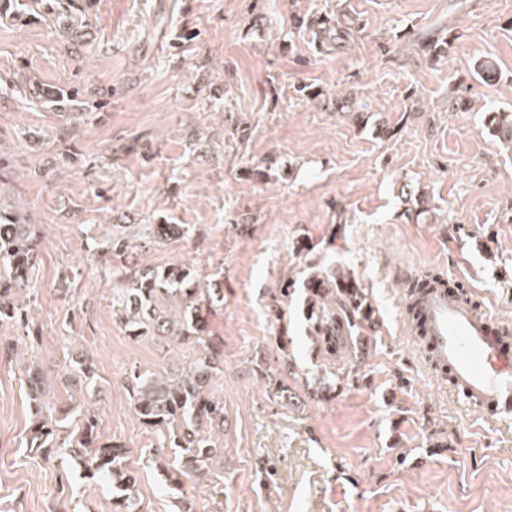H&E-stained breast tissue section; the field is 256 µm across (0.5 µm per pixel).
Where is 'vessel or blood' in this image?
<instances>
[{"label": "vessel or blood", "instance_id": "b4317fda", "mask_svg": "<svg viewBox=\"0 0 512 512\" xmlns=\"http://www.w3.org/2000/svg\"><path fill=\"white\" fill-rule=\"evenodd\" d=\"M404 312L429 369L481 413L512 418V327L450 287L445 277L412 295Z\"/></svg>", "mask_w": 512, "mask_h": 512}]
</instances>
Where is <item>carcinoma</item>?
<instances>
[{
	"mask_svg": "<svg viewBox=\"0 0 512 512\" xmlns=\"http://www.w3.org/2000/svg\"><path fill=\"white\" fill-rule=\"evenodd\" d=\"M42 0H0V17L21 18L32 4ZM32 98L67 111L79 99V91L71 86L32 85ZM496 136L512 143V113L504 117L495 113L490 118ZM188 224L161 221L146 225L147 234L129 237L112 225L111 246L115 255L129 256L138 240L161 244L185 237ZM41 237L35 225L27 223L21 213L0 207V326L4 321L20 322L23 312L16 295L30 288L37 266ZM127 286L112 295V307L120 311L119 321L126 335L136 340L141 336L175 338L194 348L198 356L189 368L167 377L133 373L128 381L134 417L149 430L161 432L169 446L179 449L182 462L172 482L184 480L204 471L217 452L213 435L224 430V402L211 396L213 381L224 368V349L210 335V318L224 305L221 283L214 288H201L192 270L182 262L164 266L134 265L125 271ZM308 320L314 333L331 351L336 339L348 334L349 328L374 324L375 311L364 290L351 276L332 271L313 275L306 285ZM92 366H79L70 377L76 387L94 382ZM78 429L59 443L54 440V423L44 419L33 431L30 449L48 457L56 448H68L84 460L91 478H106L112 485V512H130L137 484L135 471L123 465L126 451L121 444L100 442L99 422L87 418L76 421Z\"/></svg>",
	"mask_w": 512,
	"mask_h": 512,
	"instance_id": "obj_1",
	"label": "carcinoma"
}]
</instances>
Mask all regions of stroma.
Wrapping results in <instances>:
<instances>
[{
	"label": "stroma",
	"instance_id": "stroma-1",
	"mask_svg": "<svg viewBox=\"0 0 512 512\" xmlns=\"http://www.w3.org/2000/svg\"><path fill=\"white\" fill-rule=\"evenodd\" d=\"M76 3L91 19L79 57L64 18L0 20V204L42 232L27 319L0 351V512H112L111 485L80 461L29 450L33 362L48 405L126 444L136 512H512V420L443 391L400 320L402 277L435 268L512 324V147L488 124L512 110V0ZM442 39L446 56L423 54ZM33 81L80 100L34 106ZM164 217L189 236L135 258L224 288L210 319L223 457L177 490L178 451L135 419L127 379L195 355L126 336L105 244L111 224ZM320 268L350 272L378 315L332 356L306 319ZM286 351L300 375L281 397L269 379ZM85 360L97 376L81 391L67 378ZM340 367L348 382L321 397Z\"/></svg>",
	"mask_w": 512,
	"mask_h": 512
}]
</instances>
